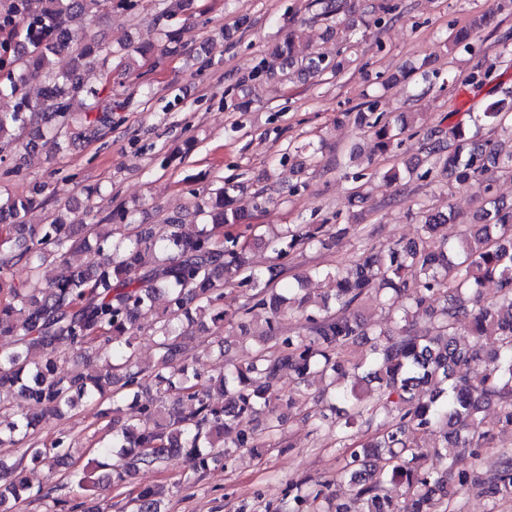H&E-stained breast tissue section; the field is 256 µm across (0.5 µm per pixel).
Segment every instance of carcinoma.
<instances>
[{
	"label": "carcinoma",
	"instance_id": "1",
	"mask_svg": "<svg viewBox=\"0 0 512 512\" xmlns=\"http://www.w3.org/2000/svg\"><path fill=\"white\" fill-rule=\"evenodd\" d=\"M190 6L191 0H161L146 37L114 52L99 44L93 27L114 9H137V0H0V71H6L0 94L14 99L11 110L0 112V161L18 147L60 148L112 125L122 103L102 104L107 84L101 80L135 71L139 56L162 61L167 22ZM311 6L325 24L322 38L347 50L397 8L392 0H364L357 12L347 0H312ZM69 52L78 64L56 69L54 57ZM340 67L290 30L260 70L283 83ZM81 68L98 80H85L77 74ZM365 106L358 119L371 151L366 167L353 173L351 200L364 201V182L379 174L397 183L423 163L439 165L483 194L469 224H458L451 208L444 213L424 205L417 240L365 250L349 267L315 264L275 288L288 274V257L318 251L349 228L296 224L265 237L252 220L273 202V184L244 200L226 180L212 190L209 211L187 205L150 231L128 224L124 211L98 217L89 195L82 211L68 206L66 214L36 227L23 223V214L46 203L42 186L0 198V447L22 448L14 461L0 454V512H12L25 498L50 497L23 477L25 460L54 473L70 458L66 438L48 445L35 440L36 410L60 416L81 399L112 404L100 412L112 417V437L100 438L93 450L95 470L105 475L69 471L67 482L56 486L62 495L53 498L69 512H93L85 495L120 487L171 454L184 456L197 473L240 450L262 456L270 440L283 435L285 372L294 385L287 404L298 405L316 431L331 421L329 433L347 452L334 480L292 479L285 498L265 512H323L334 484L348 487V502L335 512H451V487H477L494 505L512 501V458L486 473L453 470L458 449L479 458L493 447L495 433L512 434V209L504 210L494 194L499 179L512 178V140L495 137L509 113L497 101L488 103L468 113L487 137L469 135L462 121L435 129L421 143L423 157L381 173L374 156L400 149L403 135L416 134L414 121L409 112L381 110L376 98ZM252 242L273 254L265 275L249 264ZM74 253L90 259L59 279L44 276L45 268ZM18 269L24 276H16ZM313 277L329 287L327 300L315 306L307 296H293L294 283ZM488 282L497 297L482 305ZM370 302L387 309L390 324L361 318L359 309ZM256 308L271 311L265 332L271 344L224 368L215 382L204 380L203 356L185 354L193 315L214 331L230 313L239 335L247 336ZM421 315L430 323L424 330L414 324ZM285 318L292 320L286 327ZM144 332L157 351L151 369L139 367L134 347ZM461 336L476 344L461 345ZM61 346L85 361L91 354L100 358L102 368L62 371L68 359ZM317 382L331 390L328 405L296 400ZM127 400L139 416L124 424L117 412ZM490 406L496 409L491 427L484 415ZM434 432L439 439L431 452H419L421 439ZM390 484L402 486L404 497L391 496ZM135 502L136 512H159L149 487Z\"/></svg>",
	"mask_w": 512,
	"mask_h": 512
}]
</instances>
